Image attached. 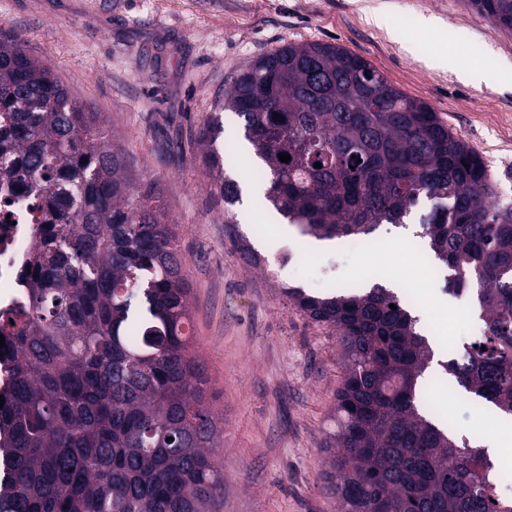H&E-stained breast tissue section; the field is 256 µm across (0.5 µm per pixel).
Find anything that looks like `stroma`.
Segmentation results:
<instances>
[{
    "instance_id": "obj_1",
    "label": "stroma",
    "mask_w": 512,
    "mask_h": 512,
    "mask_svg": "<svg viewBox=\"0 0 512 512\" xmlns=\"http://www.w3.org/2000/svg\"><path fill=\"white\" fill-rule=\"evenodd\" d=\"M384 12L386 27L371 19ZM469 27L477 48L462 46ZM17 34L50 61L71 95L101 113L130 172L159 194L177 232L191 288L195 351L207 397L224 416L220 512H338L323 480L345 369L333 329L301 314L284 288L316 296L362 292L376 281L411 291L417 327L438 353L462 352L481 321L470 296L444 288L414 234L383 224L357 243L311 251L297 226L280 232L252 152L225 168L249 205L233 223L214 197L195 138L234 77L286 42L333 43L368 60L386 80L427 102L476 150L496 196L512 205V31L467 0H0V35ZM478 69L479 81L459 76ZM290 252L281 277L249 255ZM429 397L463 438L491 431L489 408L456 387Z\"/></svg>"
}]
</instances>
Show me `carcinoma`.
<instances>
[{"mask_svg": "<svg viewBox=\"0 0 512 512\" xmlns=\"http://www.w3.org/2000/svg\"><path fill=\"white\" fill-rule=\"evenodd\" d=\"M469 3L512 30V0ZM218 108L242 120L267 200L307 235L366 237L432 202L416 236L486 329V350L441 361L437 383L512 416V207L495 200L480 155L331 43L258 57ZM199 143L230 221L234 134L212 116ZM2 175L38 204L26 298L0 309V512H218L224 422L191 341L173 225L100 113L17 37L0 39ZM285 294L339 336L345 377L323 476L339 512H512L486 449L443 428L421 396L434 351L395 292Z\"/></svg>", "mask_w": 512, "mask_h": 512, "instance_id": "cac0c4a2", "label": "carcinoma"}]
</instances>
